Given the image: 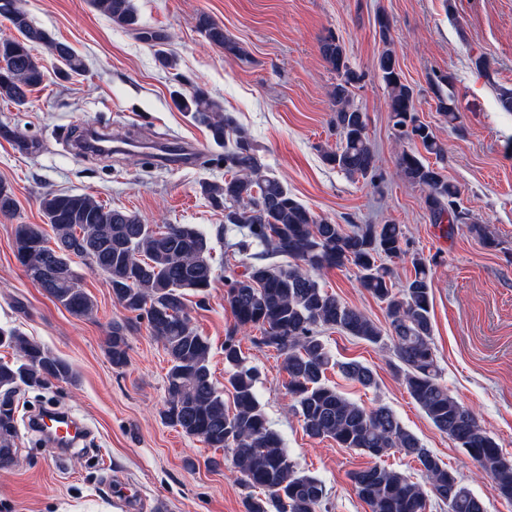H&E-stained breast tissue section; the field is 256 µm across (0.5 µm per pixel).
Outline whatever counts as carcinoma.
<instances>
[{"instance_id": "cac0c4a2", "label": "carcinoma", "mask_w": 512, "mask_h": 512, "mask_svg": "<svg viewBox=\"0 0 512 512\" xmlns=\"http://www.w3.org/2000/svg\"><path fill=\"white\" fill-rule=\"evenodd\" d=\"M91 5L122 28L137 31L147 40L157 36L143 28L134 0H90ZM0 17L16 31L0 37V99L18 107L48 76L43 46L58 62L60 76L79 73L83 60L65 43L35 25L20 0H6ZM385 45L375 69L388 94L393 129L423 151L404 149L397 168L411 184L425 191L424 204L435 224H465L456 184L427 161L426 152L441 160L444 148L432 128L420 120L414 89L403 81L391 48L390 23L377 17ZM197 27L208 43L236 57L243 49L224 27L202 14ZM321 53L336 83L330 96V124L339 137L334 149L323 151L325 162L350 177L373 179L380 159L367 134L365 112L353 102L355 69L345 47L330 34ZM437 77L432 91L437 109L452 124L458 119L453 95ZM178 108L205 125L212 140L224 146L222 182H205L201 192L224 206V225L245 230L241 249L259 252L240 273L224 276V287L234 323L224 336L225 387L233 408L224 404V391L213 382L209 367L211 346L185 310V291L204 296L215 281L210 238L194 224H146L135 213L108 207L88 193L49 191L40 209L50 225L49 240L41 224H17L14 254L26 275L55 302L76 317L93 313L94 302L81 285L74 258L103 274L112 297L135 320H144L151 335L162 343L169 368L165 382L162 419L188 437L210 448L232 453L241 475L245 512H321L327 500L325 485L302 473L290 458L280 433L272 426L257 395L259 371L248 364L241 349L247 338L257 347L272 348L284 357L291 410L306 434L331 439L373 458L398 452L418 462L423 482L404 472L374 464L351 473V481L370 512H426L427 501L449 506L448 512H486L483 500L448 465L434 456L407 430L386 405L365 408L325 382L326 372L342 375L364 387L375 384L372 370L357 361L338 362L323 339L329 329L378 345L388 337L410 397L433 425L488 476L497 494L512 501V459L482 427L474 410L439 382L433 347L430 302L431 261L410 252L400 224L344 226L318 217L291 194L276 177L266 173L252 139L239 129L223 105L197 86L175 92ZM12 188L0 182V215L17 211ZM410 258L414 275L398 287L384 260ZM287 257L286 265L266 259ZM351 267L359 285L385 304L387 327L342 302L320 285L329 269ZM257 330L259 335L250 332ZM129 324L112 323L107 352L112 367L122 369L129 358ZM0 347L14 350L20 362L0 361V457L14 453L16 395L19 384L43 386L67 380L70 366L31 340L19 328L0 324Z\"/></svg>"}]
</instances>
